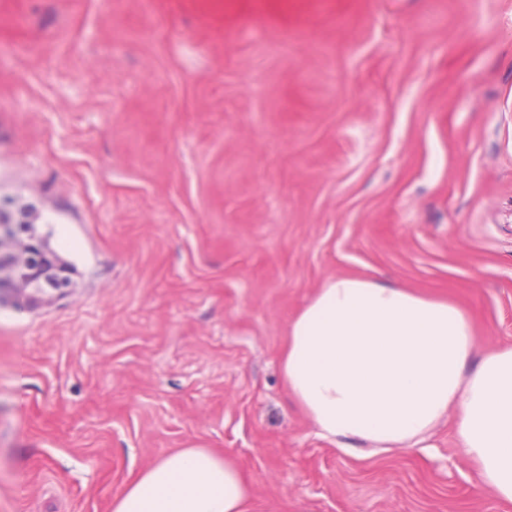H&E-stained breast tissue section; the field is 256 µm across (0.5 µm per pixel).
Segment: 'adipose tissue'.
Here are the masks:
<instances>
[{
    "mask_svg": "<svg viewBox=\"0 0 512 512\" xmlns=\"http://www.w3.org/2000/svg\"><path fill=\"white\" fill-rule=\"evenodd\" d=\"M477 343L452 303L370 279H328L289 324L288 393L327 438L419 448L456 416L476 492L512 502V345L467 371ZM240 463L184 448L144 469L112 512H249Z\"/></svg>",
    "mask_w": 512,
    "mask_h": 512,
    "instance_id": "1",
    "label": "adipose tissue"
}]
</instances>
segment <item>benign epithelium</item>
<instances>
[{"label": "benign epithelium", "instance_id": "benign-epithelium-1", "mask_svg": "<svg viewBox=\"0 0 512 512\" xmlns=\"http://www.w3.org/2000/svg\"><path fill=\"white\" fill-rule=\"evenodd\" d=\"M15 225L0 224V264L8 260L17 248H22L28 259L27 280L33 286L29 294L30 303H36L43 292L50 288L59 290L67 286L68 267L47 243L30 233L21 245H16Z\"/></svg>", "mask_w": 512, "mask_h": 512}]
</instances>
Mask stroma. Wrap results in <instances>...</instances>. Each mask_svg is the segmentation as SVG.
I'll return each instance as SVG.
<instances>
[{"instance_id":"1","label":"stroma","mask_w":512,"mask_h":512,"mask_svg":"<svg viewBox=\"0 0 512 512\" xmlns=\"http://www.w3.org/2000/svg\"><path fill=\"white\" fill-rule=\"evenodd\" d=\"M68 265L0 302V512H112L159 458L251 512H512L453 418L344 452L290 398L332 277L512 345V0H0V217Z\"/></svg>"}]
</instances>
